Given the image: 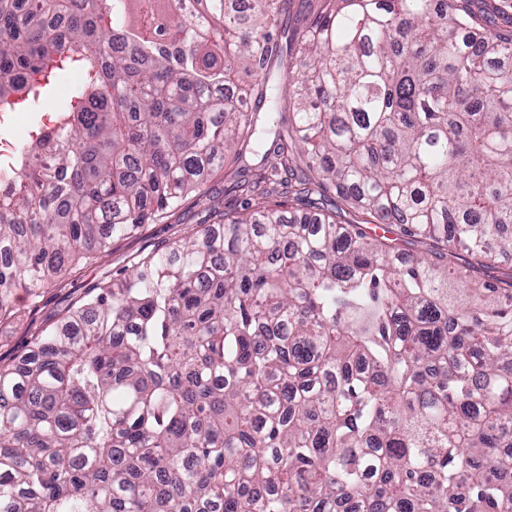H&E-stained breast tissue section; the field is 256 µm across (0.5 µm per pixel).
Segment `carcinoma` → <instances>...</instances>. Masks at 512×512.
<instances>
[{
    "mask_svg": "<svg viewBox=\"0 0 512 512\" xmlns=\"http://www.w3.org/2000/svg\"><path fill=\"white\" fill-rule=\"evenodd\" d=\"M194 2L0 0V112L83 75L0 191V325L226 145L269 172L0 363V512H512V30L312 0L282 48L289 0Z\"/></svg>",
    "mask_w": 512,
    "mask_h": 512,
    "instance_id": "carcinoma-1",
    "label": "carcinoma"
}]
</instances>
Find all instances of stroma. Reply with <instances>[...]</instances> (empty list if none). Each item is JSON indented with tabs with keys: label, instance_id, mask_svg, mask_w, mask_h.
<instances>
[{
	"label": "stroma",
	"instance_id": "stroma-1",
	"mask_svg": "<svg viewBox=\"0 0 512 512\" xmlns=\"http://www.w3.org/2000/svg\"><path fill=\"white\" fill-rule=\"evenodd\" d=\"M236 180V165L227 163L224 171L208 182L206 196L189 193L167 222L144 225L133 236L113 242L103 261L64 275L61 287L47 290L39 307H32L25 293H17L15 321L0 328V361L7 363L19 356L29 341L62 314L71 302L111 281L119 272L130 269L140 257L166 247L197 224L211 220L215 213L240 211L242 198L234 188Z\"/></svg>",
	"mask_w": 512,
	"mask_h": 512
}]
</instances>
